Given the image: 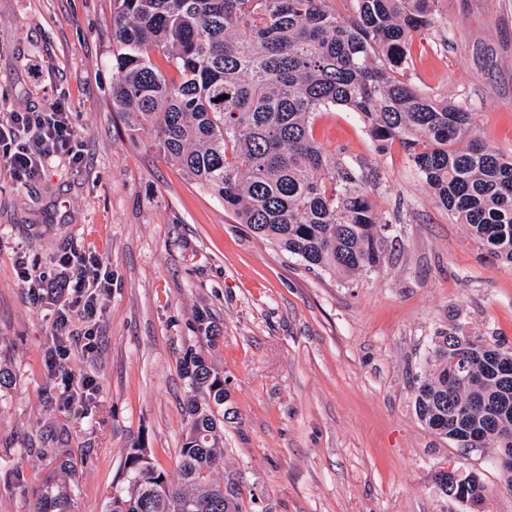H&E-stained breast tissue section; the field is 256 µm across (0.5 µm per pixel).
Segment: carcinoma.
Segmentation results:
<instances>
[{"label": "carcinoma", "mask_w": 512, "mask_h": 512, "mask_svg": "<svg viewBox=\"0 0 512 512\" xmlns=\"http://www.w3.org/2000/svg\"><path fill=\"white\" fill-rule=\"evenodd\" d=\"M439 2L350 0L343 15L329 0H113L112 104L239 223L342 279L377 268L391 235L363 176L314 136L316 113L345 107L379 150L399 142L438 201L512 268V157L472 138L465 106L403 80L413 37L438 23ZM502 345L456 327L433 340L415 409L463 450L475 436L512 448V351ZM185 374L224 401V380L200 357ZM188 415L179 481L132 453L108 512H242L234 483L212 478L224 464L221 420L195 401ZM460 481L485 501L478 473ZM69 503L68 486L48 476L34 512Z\"/></svg>", "instance_id": "carcinoma-1"}]
</instances>
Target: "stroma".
<instances>
[{
  "instance_id": "1",
  "label": "stroma",
  "mask_w": 512,
  "mask_h": 512,
  "mask_svg": "<svg viewBox=\"0 0 512 512\" xmlns=\"http://www.w3.org/2000/svg\"><path fill=\"white\" fill-rule=\"evenodd\" d=\"M439 13L413 38L409 82L463 103L475 136L512 157V0H440ZM117 78L112 0H0V121L65 98L84 156L53 160L28 184L0 159V512H33L59 472L70 512H105L135 448L177 479L187 404L207 397L184 374L191 353L228 383L213 477L234 480L244 512H472L441 492L443 463L481 475L484 512H512L492 449L453 447L414 406L436 332L512 346V269L401 146L378 150L343 107L315 117V138L367 174L392 226L378 268L343 282L252 234L131 134L112 105ZM66 252L111 279L95 348L71 347L64 362L95 382L74 402L47 364L56 306L32 303L16 265L50 274Z\"/></svg>"
}]
</instances>
